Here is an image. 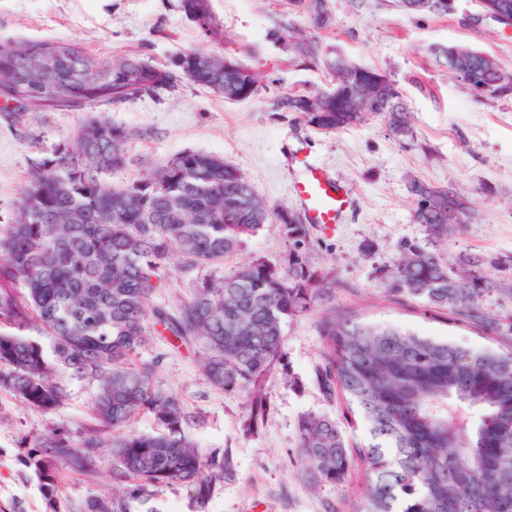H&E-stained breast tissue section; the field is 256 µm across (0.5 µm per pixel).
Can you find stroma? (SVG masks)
<instances>
[{
    "label": "stroma",
    "mask_w": 512,
    "mask_h": 512,
    "mask_svg": "<svg viewBox=\"0 0 512 512\" xmlns=\"http://www.w3.org/2000/svg\"><path fill=\"white\" fill-rule=\"evenodd\" d=\"M181 0H0V42L59 39L79 43L99 60L138 53L166 64L178 54L204 51L232 56L263 80L245 101L185 82L173 94L142 98L108 108L114 124L130 130L125 166L105 173L109 187L129 185L183 151L218 155L236 167L270 206L300 213L290 193L286 157L303 150L328 168L349 191L353 206L343 224L328 233L311 227L313 262L333 270L329 298L284 328L282 358L267 376L268 411L254 432L244 430L249 397L214 387L199 368V351L155 335L138 350L137 363L156 362V388L176 396L198 423L190 433L203 453H230L237 475L215 485L205 505L182 484L156 488V512H361L364 483L353 471L342 487L311 488L303 469L297 423L307 412L344 421L340 398H327L316 382L327 315L364 324H393L440 340L479 348L512 347V335H485L474 324L428 310L424 303L388 294L376 281L402 245L417 244L453 258H482L486 274L512 283V94L493 97L474 91L450 72L434 49L473 48L512 73V27L482 16L477 0H455L445 15L413 14L397 0H329L328 26H314L294 0H210L216 33L205 36L180 8ZM315 38L331 56L371 67L394 81L411 113L413 139L389 135L372 117L340 131L317 130L295 114L276 111L288 93L331 87L322 66L295 60L284 38ZM86 117L82 111L32 112L26 132L0 122V227L9 224L33 159L52 145L75 144ZM455 187L471 205L465 222L434 240L413 220L410 179ZM288 251L278 225L270 224L223 262L193 268L173 262L151 306L174 307L202 279H221L255 258L281 261ZM58 383L62 404L39 411L0 389V512H85L92 498L111 496L112 456L99 449L92 472L77 474L56 464L58 492L47 503L27 455L44 434L61 430L71 442L97 431L112 436L93 415L97 384L67 372Z\"/></svg>",
    "instance_id": "stroma-1"
}]
</instances>
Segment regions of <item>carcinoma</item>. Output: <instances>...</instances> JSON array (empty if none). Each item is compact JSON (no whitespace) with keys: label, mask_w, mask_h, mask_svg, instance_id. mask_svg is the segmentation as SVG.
<instances>
[{"label":"carcinoma","mask_w":512,"mask_h":512,"mask_svg":"<svg viewBox=\"0 0 512 512\" xmlns=\"http://www.w3.org/2000/svg\"><path fill=\"white\" fill-rule=\"evenodd\" d=\"M319 27L329 24L327 0H297ZM207 34L215 32L209 0H181ZM288 51L320 63L353 91L343 105L325 92L288 94L274 104L320 130L381 119L390 133L413 138L410 112L395 83L342 57L321 54L313 38H291ZM479 93L506 96L512 75L470 48L454 60ZM205 66L201 86L227 100L260 90V74L239 62L196 51L168 64L134 56L100 62L83 46L62 40L0 43V98L13 101L0 118L16 129L26 113L89 112L76 146L62 142L31 165L16 216L0 230V321L23 330L37 322L51 347L32 336L0 332V388L28 406L50 410L65 397L59 369L98 385L93 411L106 427H124L151 414L154 433L128 429L105 443L97 433L72 443L53 431L29 457L51 500L54 462L74 472L93 466L96 449L112 448V500L91 499L86 512H136L161 485L186 483L205 503L213 486L234 477L229 456L206 457L188 433L191 416L176 397L152 385L155 363L133 365L132 354L161 327L201 348L209 382L250 395L246 429L258 427L267 403L264 382L282 356L288 319L312 310L336 283L313 264L308 228L281 207L261 205L233 165L207 153L183 151L126 187H107L101 174L125 166L131 132L100 111L116 100L162 97ZM413 218L435 238L448 234V212L468 210L448 188L410 180ZM277 221L288 242L282 264L263 258L221 280L204 279L172 314L149 300L177 257L185 267L214 264ZM378 285L469 318L491 333L512 329V313H485L493 289L475 256L453 260L417 244L380 270ZM317 380L324 394L341 395L367 425L369 442L349 443L338 422L305 413L298 448L314 486H341L351 470L367 481L363 512H512V350L469 349L392 326L328 317Z\"/></svg>","instance_id":"cac0c4a2"}]
</instances>
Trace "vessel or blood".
I'll list each match as a JSON object with an SVG mask.
<instances>
[{"mask_svg":"<svg viewBox=\"0 0 512 512\" xmlns=\"http://www.w3.org/2000/svg\"><path fill=\"white\" fill-rule=\"evenodd\" d=\"M291 189L307 223L326 230L343 223L351 205L345 188L306 155H297L294 160Z\"/></svg>","mask_w":512,"mask_h":512,"instance_id":"b4317fda","label":"vessel or blood"}]
</instances>
